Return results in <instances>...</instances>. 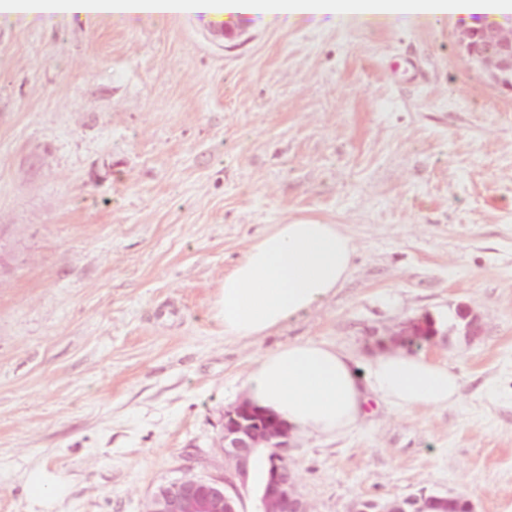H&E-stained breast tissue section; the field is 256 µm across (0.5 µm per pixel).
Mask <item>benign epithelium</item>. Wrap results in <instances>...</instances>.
<instances>
[{
  "mask_svg": "<svg viewBox=\"0 0 512 512\" xmlns=\"http://www.w3.org/2000/svg\"><path fill=\"white\" fill-rule=\"evenodd\" d=\"M459 52L492 84L512 91V28L486 24L463 30ZM455 326L466 336L482 331L480 321L469 309L456 311ZM288 430L273 415L241 402L224 413V453L242 475L250 468L258 449L267 451L269 462L266 490L261 496L262 512H309L295 479L286 467ZM414 512H448L446 498L414 497L407 501ZM146 512H239L235 495L223 480L182 477L158 486Z\"/></svg>",
  "mask_w": 512,
  "mask_h": 512,
  "instance_id": "benign-epithelium-1",
  "label": "benign epithelium"
}]
</instances>
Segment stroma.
Returning a JSON list of instances; mask_svg holds the SVG:
<instances>
[{
  "label": "stroma",
  "mask_w": 512,
  "mask_h": 512,
  "mask_svg": "<svg viewBox=\"0 0 512 512\" xmlns=\"http://www.w3.org/2000/svg\"><path fill=\"white\" fill-rule=\"evenodd\" d=\"M286 24L235 38L193 10L0 19V512H145L161 483L239 476L224 412L256 358L314 340L448 363L458 404L370 403L293 436L311 512L421 492L512 512V92L458 51L512 13ZM339 224L352 273L323 305L225 338L224 274L273 225ZM480 335L454 330L458 306ZM434 322L429 339L413 325ZM65 491L33 508V472Z\"/></svg>",
  "instance_id": "obj_1"
}]
</instances>
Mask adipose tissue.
<instances>
[{
    "label": "adipose tissue",
    "mask_w": 512,
    "mask_h": 512,
    "mask_svg": "<svg viewBox=\"0 0 512 512\" xmlns=\"http://www.w3.org/2000/svg\"><path fill=\"white\" fill-rule=\"evenodd\" d=\"M230 13L242 0H0V13L32 18L100 13L123 17L163 15L185 5ZM448 0H326L332 21H417L447 11ZM355 246L340 225L277 224L252 242L224 275L218 307L224 335L256 339L331 298L353 268ZM243 386L250 404L274 414L289 434L333 436L359 425L371 400L404 411L456 403L460 376L447 363L390 349L366 366L335 344L291 342L259 356Z\"/></svg>",
    "instance_id": "adipose-tissue-1"
}]
</instances>
